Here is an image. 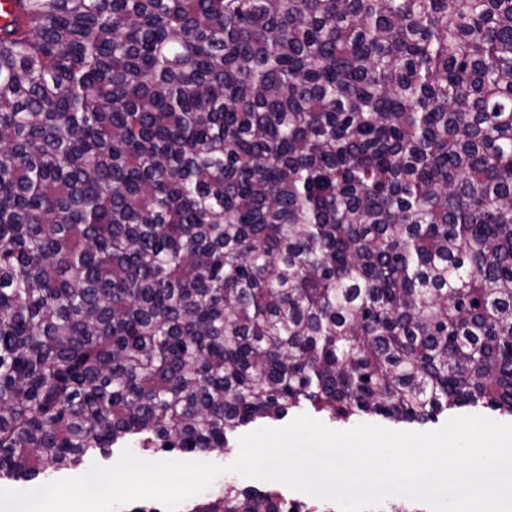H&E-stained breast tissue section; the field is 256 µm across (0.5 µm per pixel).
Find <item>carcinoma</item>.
<instances>
[{"label":"carcinoma","mask_w":512,"mask_h":512,"mask_svg":"<svg viewBox=\"0 0 512 512\" xmlns=\"http://www.w3.org/2000/svg\"><path fill=\"white\" fill-rule=\"evenodd\" d=\"M11 7L0 475L303 408L512 417V0Z\"/></svg>","instance_id":"cac0c4a2"}]
</instances>
